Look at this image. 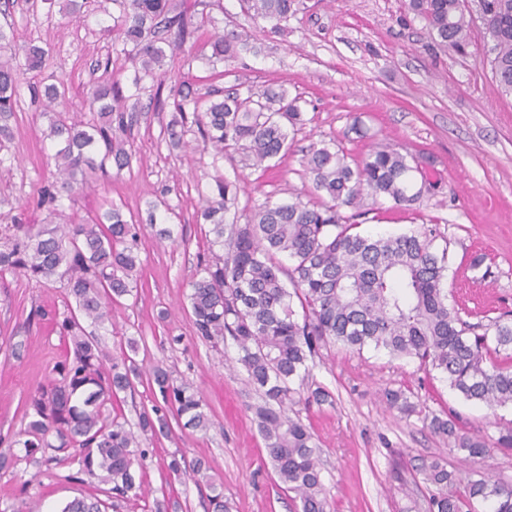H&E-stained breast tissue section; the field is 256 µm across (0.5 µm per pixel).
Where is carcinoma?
I'll return each instance as SVG.
<instances>
[{"label": "carcinoma", "mask_w": 512, "mask_h": 512, "mask_svg": "<svg viewBox=\"0 0 512 512\" xmlns=\"http://www.w3.org/2000/svg\"><path fill=\"white\" fill-rule=\"evenodd\" d=\"M254 19L276 29L299 10L300 0H241ZM119 7L118 37L134 62L129 83L161 78L167 51L195 38L199 26L182 0H112ZM408 10L425 22L432 47L461 51L470 34L468 0H408ZM486 33L492 42V73L505 94H512V0H483ZM251 34L230 30L213 37L206 61L227 63L249 48ZM47 51L36 44H14L13 29L0 26V142L10 138L9 121L18 104L17 87L26 70L45 66ZM61 81L34 90L48 117L47 137L56 142L55 180L43 187L38 206L42 224H23L0 212V272L63 283L75 308L59 323L69 355L59 378L38 386L26 398V427L8 442L10 448L39 451L44 463L65 457L74 465L69 480L98 479L109 485L112 510L130 498H148L137 468L149 454L144 440L169 431L172 412L183 427L204 431L209 415L202 397L187 383L174 382L156 364L148 370L164 406L140 412L137 429L112 414L122 392L143 375L130 353L117 357L101 342L99 331L112 322V303L132 292L137 272L139 231L121 210L108 204L92 223L59 224L63 199L110 167H131L133 153L121 134L132 125L126 113L130 97L117 82H97L89 96L90 119L64 116L57 107L66 98ZM188 96L174 102L176 116L167 126L173 147L184 137ZM204 146L214 157L224 149L242 150L244 165L260 168L288 152V130L305 125L298 98L283 86L250 87L210 102L195 120ZM306 174L319 202L296 196L288 202L266 201L244 224L238 223L237 185L221 176L202 195L198 217L211 225L223 254L204 263L188 296L195 332L217 347L226 340L237 349V363L259 392L254 422L272 470L294 493L296 512H331L322 478L321 448L310 427L292 418L288 408L301 398L311 373L309 361L326 345L358 352L384 351L394 358L418 361L437 371L465 399L487 406L512 405V318L503 315L471 323L464 308L448 304L444 280L446 256L433 243L437 229L425 224L399 235L359 231L354 216L342 208L359 207L364 197L387 199L413 209L421 192L412 191L414 171L407 155L375 144L359 162H351L334 145L312 143L306 150ZM301 311H296L294 302ZM387 404L405 416L416 412L401 390L384 392ZM432 432L448 441L449 450L482 459L488 440L466 429L453 415L434 414ZM169 477L206 488L212 512H227L224 488L208 474L204 462L179 452L166 461ZM426 485L427 512H512V483L472 471L448 470L444 457L418 467ZM96 497L75 498L61 512H102Z\"/></svg>", "instance_id": "cac0c4a2"}]
</instances>
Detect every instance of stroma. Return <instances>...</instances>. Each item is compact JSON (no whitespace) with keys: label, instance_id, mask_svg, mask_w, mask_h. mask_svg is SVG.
Returning a JSON list of instances; mask_svg holds the SVG:
<instances>
[{"label":"stroma","instance_id":"obj_1","mask_svg":"<svg viewBox=\"0 0 512 512\" xmlns=\"http://www.w3.org/2000/svg\"><path fill=\"white\" fill-rule=\"evenodd\" d=\"M100 0H87L82 22L47 12L41 0H15L0 12L13 27L17 46L36 42L50 50L45 72H25L5 146L12 164L0 167V200L16 205L25 224L42 223L36 206L54 178L53 143L31 88L50 72L68 85L66 110L86 112V92L112 74L130 95L133 62L117 34L103 30ZM203 26L196 39L170 53L162 83L147 82L128 136L136 159L131 168L97 176L65 202V221L93 219L104 202L119 206L138 224L142 246L131 295L112 307L114 329L104 339L120 355L136 339L142 368L164 363L174 379L193 385L208 407L207 431L183 428L170 419L168 434L148 440L145 484L154 497L167 496L179 512H208L194 484L169 481V454L205 459L224 487L229 512H294L292 494L268 463L250 404L258 396L234 359L233 342L215 349L200 340L189 313L191 285L209 259V225L197 221L201 194L215 176L235 181L238 211L249 219L265 201L294 194L310 198L304 150L314 141L361 160L383 142L417 166L424 188L415 210L403 212L386 200L366 201L360 218L366 233L398 234L422 224L436 226L437 248L447 249L445 288L466 299L470 322L512 312V96L502 95L491 71L484 25L474 21L465 51H432L423 21L405 0H303L295 17L273 30L251 19L240 0H187ZM241 25L255 49L229 65L213 67L204 56L214 36ZM261 85L285 86L300 97L305 123L290 135L287 154L267 168L240 164L230 149L213 161L197 131L183 150L168 145L166 127L176 90L189 91L199 109L210 99ZM165 201L161 215L172 231L158 241L147 224L151 202ZM70 302L60 283L44 284L19 273L0 275V439L24 428V401L37 386L57 378L67 344L58 322ZM309 382L326 388L333 404L294 405L311 426L322 450L324 483L333 512H425L416 486L417 466L443 455L463 469L462 456L424 418L450 411L467 429L489 439L512 424V405L489 407L465 400L438 372L417 362L372 350L357 354L327 346L315 356ZM401 390L416 406L404 417L387 406L385 390ZM68 463L35 462L24 449L12 451L0 469V512L37 501L43 512H60L69 501L102 496L103 484L69 480Z\"/></svg>","mask_w":512,"mask_h":512}]
</instances>
